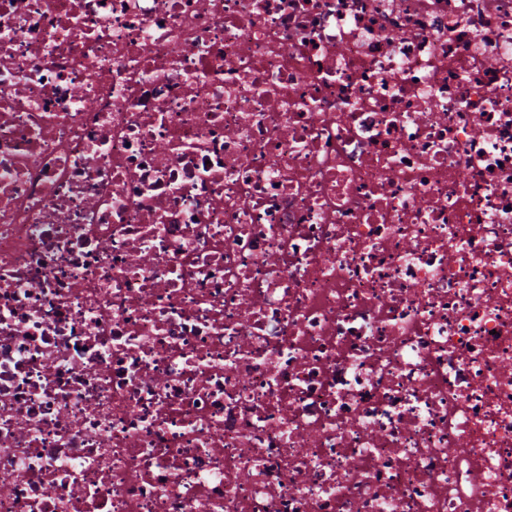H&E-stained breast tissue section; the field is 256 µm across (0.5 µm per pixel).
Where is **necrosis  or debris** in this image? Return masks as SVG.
Instances as JSON below:
<instances>
[{
	"label": "necrosis or debris",
	"instance_id": "4bbe7bcc",
	"mask_svg": "<svg viewBox=\"0 0 512 512\" xmlns=\"http://www.w3.org/2000/svg\"><path fill=\"white\" fill-rule=\"evenodd\" d=\"M0 512H512V0H0Z\"/></svg>",
	"mask_w": 512,
	"mask_h": 512
}]
</instances>
